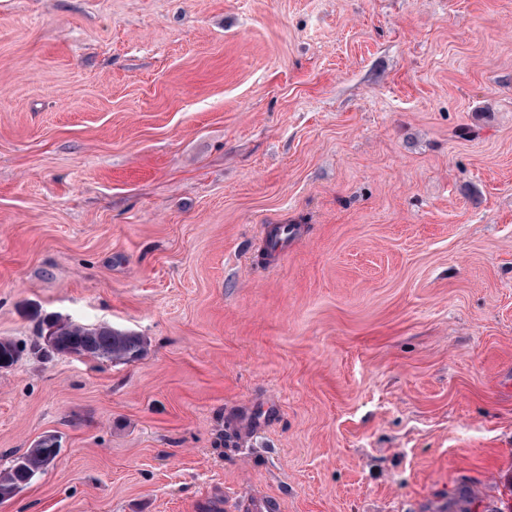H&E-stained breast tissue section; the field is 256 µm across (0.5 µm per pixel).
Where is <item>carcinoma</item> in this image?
<instances>
[{
    "label": "carcinoma",
    "mask_w": 512,
    "mask_h": 512,
    "mask_svg": "<svg viewBox=\"0 0 512 512\" xmlns=\"http://www.w3.org/2000/svg\"><path fill=\"white\" fill-rule=\"evenodd\" d=\"M55 353L70 349L87 356V359L104 362H130L146 352L144 337L131 331L115 329L106 324H86L72 318L56 319ZM20 349L8 338L0 339V368L14 364ZM60 452L54 435H46L31 448L14 458L10 465L0 470V498H12L47 470V462Z\"/></svg>",
    "instance_id": "cac0c4a2"
}]
</instances>
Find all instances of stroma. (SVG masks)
Returning a JSON list of instances; mask_svg holds the SVG:
<instances>
[{
  "label": "stroma",
  "mask_w": 512,
  "mask_h": 512,
  "mask_svg": "<svg viewBox=\"0 0 512 512\" xmlns=\"http://www.w3.org/2000/svg\"><path fill=\"white\" fill-rule=\"evenodd\" d=\"M0 338L5 512H512V0H0ZM55 327L47 326L44 340L51 345L55 330L57 343L53 352L63 349L83 353L87 359L104 362H130L139 359L146 352L147 343L143 336L134 332L112 328L106 324H86L72 318L55 320ZM63 354V353H62ZM60 452L55 435L41 437L31 448L14 458L10 465L0 470V498H12L18 491L48 469L47 462Z\"/></svg>",
  "instance_id": "stroma-1"
}]
</instances>
